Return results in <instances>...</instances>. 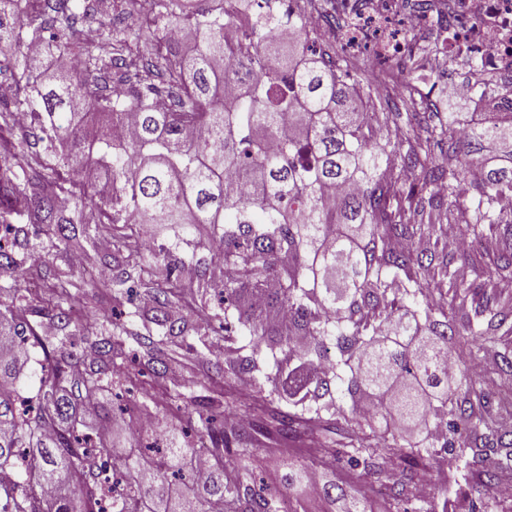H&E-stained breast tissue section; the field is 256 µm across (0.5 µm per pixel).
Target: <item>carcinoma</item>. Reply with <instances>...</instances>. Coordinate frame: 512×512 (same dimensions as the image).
Here are the masks:
<instances>
[{"label":"carcinoma","instance_id":"cac0c4a2","mask_svg":"<svg viewBox=\"0 0 512 512\" xmlns=\"http://www.w3.org/2000/svg\"><path fill=\"white\" fill-rule=\"evenodd\" d=\"M152 2L149 23L141 0H120L117 26L96 19L93 0H0V57L16 87L0 101V470H15L0 482V512H282L279 491L247 482L255 436L229 422L237 405L265 408L270 437L336 435L330 461L343 450L366 483L386 487V512H407L428 476L423 461L450 451L472 454L492 496L512 475V248L500 241L512 219L496 207L512 193V85L480 89L494 112L470 117L450 102L448 122L374 142L358 120L375 109L372 91L317 50L301 13L274 0H232L233 11L224 0L193 10ZM90 23L110 56L86 43ZM232 25L244 28L235 47L224 37ZM160 94L165 111L153 107ZM127 113L131 134L119 140ZM443 138L464 155L432 161ZM473 168L471 195L461 183ZM404 169L421 174L420 190H403ZM233 182L251 192H230ZM336 188L345 193L330 209ZM445 217L480 247L448 252ZM139 224L169 234L145 251ZM105 240L111 310L134 307L126 320L100 314L95 286L74 270L43 271L60 248ZM457 261L477 279L460 281ZM140 285L148 313L135 306ZM35 302L50 336L26 318ZM284 311L288 320L271 324ZM217 327L224 375L250 376L252 392L208 378L196 439L126 450L110 415L84 430L76 407L87 394L117 398L147 371L162 402L195 404L172 364L194 349L188 331ZM81 328L94 337L92 359L72 351ZM26 342L45 354L33 396L21 381ZM482 354L492 365L480 382L470 364ZM364 397L375 400L369 418L357 417ZM206 441L213 463L197 477L188 463ZM119 465L125 492L108 499L99 475ZM312 467L288 461V500L314 489L336 512H372L370 498L323 471L311 484Z\"/></svg>","mask_w":512,"mask_h":512}]
</instances>
